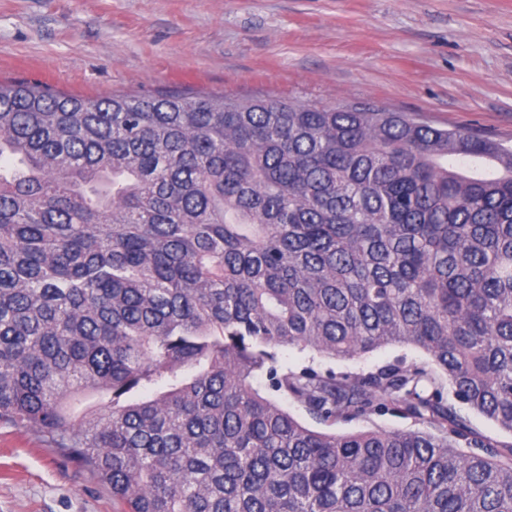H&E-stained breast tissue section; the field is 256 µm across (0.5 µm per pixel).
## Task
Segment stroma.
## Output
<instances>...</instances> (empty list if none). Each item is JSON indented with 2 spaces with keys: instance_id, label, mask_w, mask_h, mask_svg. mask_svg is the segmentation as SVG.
<instances>
[{
  "instance_id": "35a3bbf8",
  "label": "stroma",
  "mask_w": 512,
  "mask_h": 512,
  "mask_svg": "<svg viewBox=\"0 0 512 512\" xmlns=\"http://www.w3.org/2000/svg\"><path fill=\"white\" fill-rule=\"evenodd\" d=\"M0 80L89 98L191 86L240 98L418 112L512 147V0H0ZM281 367L368 373L426 354L351 359L283 347ZM262 395L309 428L422 429L397 413L336 424ZM0 512H112L109 488L38 429L0 421Z\"/></svg>"
}]
</instances>
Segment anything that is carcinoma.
I'll list each match as a JSON object with an SVG mask.
<instances>
[{
    "mask_svg": "<svg viewBox=\"0 0 512 512\" xmlns=\"http://www.w3.org/2000/svg\"><path fill=\"white\" fill-rule=\"evenodd\" d=\"M388 345L437 370L278 366ZM260 373L324 421L429 429L314 431ZM445 381L512 433L511 149L344 100L0 83V420L112 512H512V445ZM254 387L258 388L263 396L272 398L280 406L291 413L297 420L309 428L325 433L346 434L373 429L397 430H427V424L422 423L410 416H403L397 413H386L382 415H372L368 419L353 420L351 422H336L330 424L313 418L303 407V405L292 397L273 392L269 389V381L266 374L260 375L254 381ZM444 396L448 399V405H451L458 418L466 425L472 436L485 440L499 447L512 444V435L499 427L495 422L487 419L469 409L466 405L456 401L448 391V383L443 382Z\"/></svg>",
    "mask_w": 512,
    "mask_h": 512,
    "instance_id": "obj_1",
    "label": "carcinoma"
}]
</instances>
